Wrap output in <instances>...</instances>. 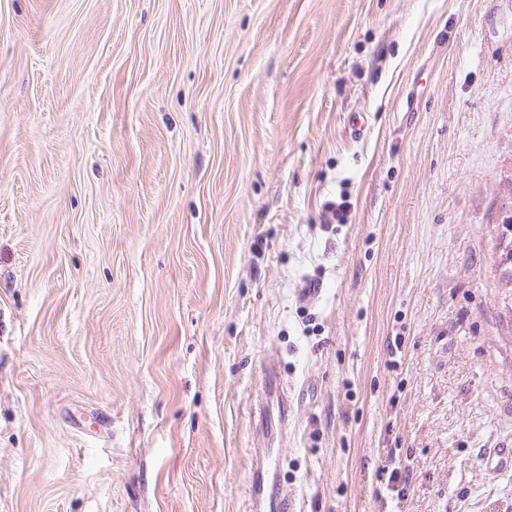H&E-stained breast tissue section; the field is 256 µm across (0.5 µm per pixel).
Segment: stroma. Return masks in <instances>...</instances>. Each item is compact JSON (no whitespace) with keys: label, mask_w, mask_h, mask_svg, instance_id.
I'll return each mask as SVG.
<instances>
[{"label":"stroma","mask_w":512,"mask_h":512,"mask_svg":"<svg viewBox=\"0 0 512 512\" xmlns=\"http://www.w3.org/2000/svg\"><path fill=\"white\" fill-rule=\"evenodd\" d=\"M512 0H0V512H512ZM345 200L343 222L327 205ZM511 190H512V174L505 175L504 178L502 179L501 183H500L499 194H498V197H497V201H498L497 202V216H498L497 217V223H502L503 218H505V221H504L505 224H498L499 226H501L500 233L498 235V243H497V250L499 252L498 268H500V271H501L500 272V276H499L500 288H503L504 272L508 269V266H504L503 267L504 251H502L500 249L501 248V242H502L503 237H504V235L506 233H509V236H510V231H511V243H512V222H511V218H510L511 212L510 211L506 212L505 209H502L501 208V204L503 202H506L507 198L510 196ZM507 224H510L511 228H509ZM273 395L281 396V382L278 376L277 366L273 358L269 359L265 366L264 378L261 387V403ZM272 448H254L256 465L248 487L250 512H294L292 502L279 487L277 458Z\"/></svg>","instance_id":"obj_1"}]
</instances>
